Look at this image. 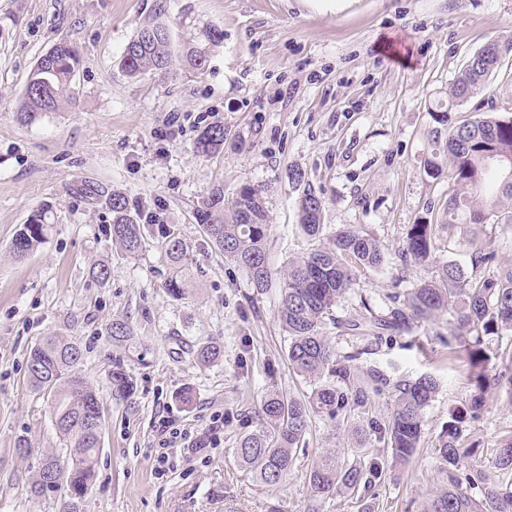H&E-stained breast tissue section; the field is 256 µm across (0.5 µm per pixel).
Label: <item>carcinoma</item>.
I'll return each instance as SVG.
<instances>
[{
    "instance_id": "carcinoma-1",
    "label": "carcinoma",
    "mask_w": 512,
    "mask_h": 512,
    "mask_svg": "<svg viewBox=\"0 0 512 512\" xmlns=\"http://www.w3.org/2000/svg\"><path fill=\"white\" fill-rule=\"evenodd\" d=\"M143 24L124 47L120 65L129 76L148 72L168 73L173 62L171 33L160 21L165 5ZM512 52V43H489L468 61L448 93V102H439L430 110L434 123L433 149L424 161L425 172L439 176L448 167L451 190L446 202V223L486 224L500 213L504 202H512V116L494 113L462 123L452 119L453 109L480 94L504 55ZM189 67L202 70L208 62L207 48L189 45L183 51ZM78 49L68 41L50 48L37 61L23 94L18 119L34 124L49 112L59 111L70 102V82L79 66ZM224 148V126L205 127L197 136L196 152L210 156ZM70 192L93 203H103L112 213V244L128 255L145 245V225L130 212L124 196L103 183L84 180L70 186ZM299 223L303 231L317 237L323 224V201L314 189L304 187L298 200ZM51 210L39 208L28 218L12 242V252L21 259L33 251L46 236ZM197 224L211 245L224 258L246 273L256 290L269 286L271 272L267 263L266 242L269 214L265 189L245 183L232 194L214 187L196 208ZM165 254L170 265L164 283L166 293L178 300L185 295L184 284L193 266L188 246L175 231L163 229ZM432 225L413 224L403 250L405 261L423 264L433 260ZM472 272L448 261L438 264L437 278L404 291L388 294L387 313L372 315L350 323L382 334L411 333L443 313L450 315L448 334L435 338L448 347L464 352L470 364L479 369L475 390L469 402L448 411L435 446L442 485L427 494L418 512H512V483L500 480V472L512 474V437L496 448L490 466L465 468L473 446L465 443V424L480 419L485 408V393L504 390L512 398V352L491 356L485 337L512 332V264L500 269L494 279L477 277V268L494 262L496 253L489 244L472 234ZM385 255L380 244L355 226L345 227L329 238V243L313 249L307 256L293 260L280 281L279 318L288 333L287 357L294 373L320 378L324 373L336 376L339 384H313L302 398L286 396L272 389L261 399L258 430L239 439L235 455L239 465L268 487L280 484L297 460V449L305 447V436L314 417L338 426L348 411L367 406L370 396L384 390L394 393L395 403L388 420L374 427L378 438L391 449L392 459L405 463L419 447L423 434V415L434 400L439 384L431 375L392 379L376 369L361 374L352 365L353 355H340L323 335V324L333 307L351 289L359 269L379 268ZM115 345L133 335L126 321H114L107 328ZM224 357V347L208 343L196 350V359L208 365ZM82 358L77 341L68 336H48L31 347L27 373L35 390L52 398L53 414L59 438L69 448L62 483L44 484L45 469L57 461L54 454L44 457L34 481V492L65 489L72 503L68 512H80V504L92 484L98 459L100 428L91 423L86 412L95 404L96 391L75 371ZM498 365L492 371L486 365L492 359ZM112 391L127 397L133 384L121 366L109 374ZM384 472L377 457L369 464L350 458L339 449L321 455L308 474L311 496L324 501L341 493L365 497L372 492Z\"/></svg>"
}]
</instances>
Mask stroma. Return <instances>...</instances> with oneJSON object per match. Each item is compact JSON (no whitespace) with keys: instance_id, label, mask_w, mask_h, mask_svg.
Instances as JSON below:
<instances>
[{"instance_id":"stroma-1","label":"stroma","mask_w":512,"mask_h":512,"mask_svg":"<svg viewBox=\"0 0 512 512\" xmlns=\"http://www.w3.org/2000/svg\"><path fill=\"white\" fill-rule=\"evenodd\" d=\"M158 0H0V512H63L64 491L35 495L46 452L63 455L50 398L27 380L29 349L53 334L76 338L78 372L100 396L103 432L94 484L81 512H416L441 475L435 445L448 409L473 393V370L436 335L445 320L381 346L365 333L326 324L339 353L356 367L391 377L434 376L439 393L424 415L421 446L405 464L377 440L359 444L355 429L386 420L390 393L371 395L341 426L316 419L306 446L282 483L264 486L238 464L240 437L267 388L302 395L311 382L288 365V334L279 316V282L291 260L318 245L298 218L305 180L324 202L323 233L354 225L384 248L377 269L358 271L334 316L360 320L382 312L392 289L435 276L439 262L466 266L465 228L444 227L447 177L426 175L432 149L429 110L446 99L468 59L492 41L512 43V0H349L344 9L309 0H167L163 17L175 52L215 27L223 40L204 70L175 63L168 75L126 76V43L154 14ZM67 40L81 53L71 83L76 102L33 125L16 113L38 59ZM484 111L512 115V53L480 95ZM224 128V147L199 156L195 139ZM92 180L122 192L131 211L152 215L147 244L130 258L113 245L105 205L71 194ZM264 186L270 216L269 288L210 246L196 223L200 197L214 186ZM50 206L46 237L27 257L11 242L33 210ZM433 226L429 264L401 259L410 225ZM179 229L195 257L183 299L162 284L169 272L162 225ZM108 266L106 284L93 264ZM130 323L134 334L113 345L107 327ZM223 345L224 358L203 365L200 344ZM123 366L130 397L113 395L109 372ZM192 404L179 401L184 388ZM191 435L210 434L204 454L176 457L157 472L158 421ZM223 418L214 427L215 418ZM512 436V398L490 391L487 409L467 430L473 462L492 458ZM30 450L18 454V438ZM361 448L386 460L367 498L337 496L316 505L307 474L331 448Z\"/></svg>"}]
</instances>
